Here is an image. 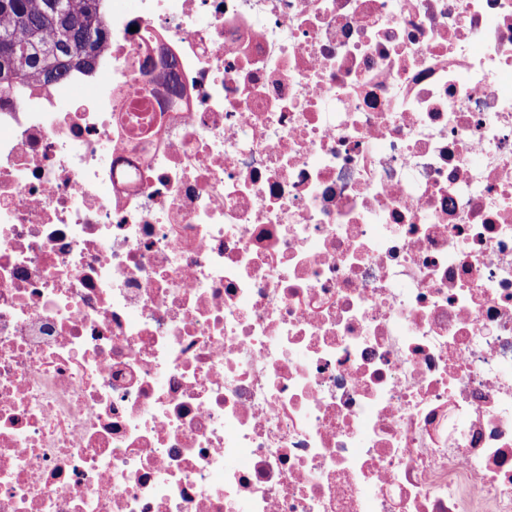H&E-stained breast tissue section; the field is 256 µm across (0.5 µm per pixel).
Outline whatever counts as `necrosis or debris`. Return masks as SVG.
I'll list each match as a JSON object with an SVG mask.
<instances>
[{
	"label": "necrosis or debris",
	"instance_id": "1",
	"mask_svg": "<svg viewBox=\"0 0 512 512\" xmlns=\"http://www.w3.org/2000/svg\"><path fill=\"white\" fill-rule=\"evenodd\" d=\"M0 100V512H512V0H108Z\"/></svg>",
	"mask_w": 512,
	"mask_h": 512
}]
</instances>
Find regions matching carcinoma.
Here are the masks:
<instances>
[{"label":"carcinoma","mask_w":512,"mask_h":512,"mask_svg":"<svg viewBox=\"0 0 512 512\" xmlns=\"http://www.w3.org/2000/svg\"><path fill=\"white\" fill-rule=\"evenodd\" d=\"M50 0H0V99L17 85L59 78L67 62L99 52L108 33L102 0H65L66 13Z\"/></svg>","instance_id":"cac0c4a2"}]
</instances>
